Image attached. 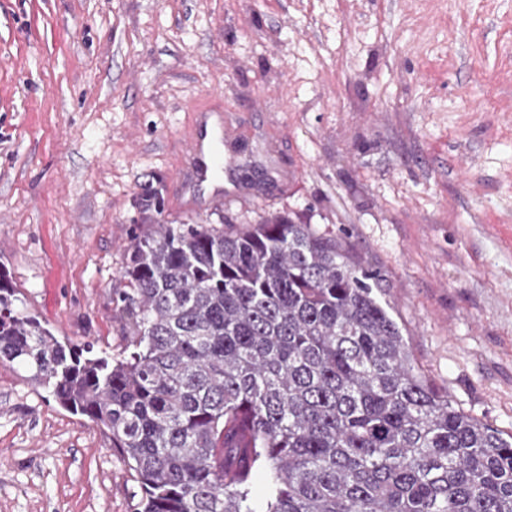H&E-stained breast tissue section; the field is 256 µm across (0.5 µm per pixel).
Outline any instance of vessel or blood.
<instances>
[{"label": "vessel or blood", "mask_w": 512, "mask_h": 512, "mask_svg": "<svg viewBox=\"0 0 512 512\" xmlns=\"http://www.w3.org/2000/svg\"><path fill=\"white\" fill-rule=\"evenodd\" d=\"M244 142V136L232 129L223 113L197 110L176 176L179 205L199 211L227 201L250 200L248 182L239 178L231 155Z\"/></svg>", "instance_id": "vessel-or-blood-1"}]
</instances>
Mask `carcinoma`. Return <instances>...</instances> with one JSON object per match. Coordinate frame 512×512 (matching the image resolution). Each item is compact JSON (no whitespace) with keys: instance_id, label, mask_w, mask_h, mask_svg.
<instances>
[{"instance_id":"cac0c4a2","label":"carcinoma","mask_w":512,"mask_h":512,"mask_svg":"<svg viewBox=\"0 0 512 512\" xmlns=\"http://www.w3.org/2000/svg\"><path fill=\"white\" fill-rule=\"evenodd\" d=\"M122 276L130 340L109 358L16 308L0 265V361L109 435L138 512H512V433L433 388L336 238L163 224Z\"/></svg>"}]
</instances>
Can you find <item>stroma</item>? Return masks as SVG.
I'll use <instances>...</instances> for the list:
<instances>
[{
    "mask_svg": "<svg viewBox=\"0 0 512 512\" xmlns=\"http://www.w3.org/2000/svg\"><path fill=\"white\" fill-rule=\"evenodd\" d=\"M288 181L176 214L206 91ZM287 216L381 274L417 365L512 432V0H0V264L117 355L135 238ZM88 418L0 362V512H135Z\"/></svg>",
    "mask_w": 512,
    "mask_h": 512,
    "instance_id": "stroma-1",
    "label": "stroma"
}]
</instances>
